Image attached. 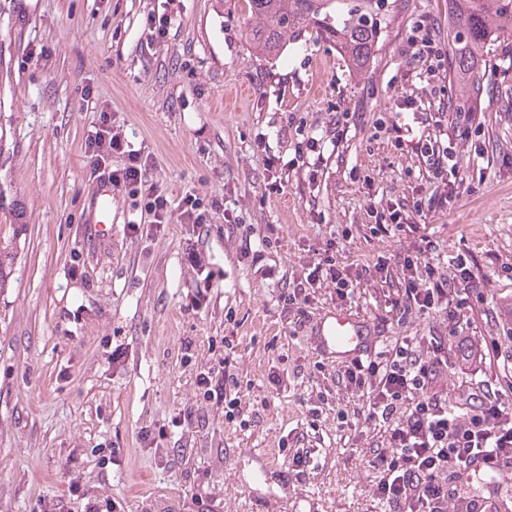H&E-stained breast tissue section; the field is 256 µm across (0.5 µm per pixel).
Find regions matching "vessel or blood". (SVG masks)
I'll return each mask as SVG.
<instances>
[{"label": "vessel or blood", "mask_w": 512, "mask_h": 512, "mask_svg": "<svg viewBox=\"0 0 512 512\" xmlns=\"http://www.w3.org/2000/svg\"><path fill=\"white\" fill-rule=\"evenodd\" d=\"M314 342L320 356L348 363L372 355L378 339L364 318L336 310L326 313L317 323Z\"/></svg>", "instance_id": "b4317fda"}]
</instances>
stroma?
Segmentation results:
<instances>
[{"label": "stroma", "mask_w": 512, "mask_h": 512, "mask_svg": "<svg viewBox=\"0 0 512 512\" xmlns=\"http://www.w3.org/2000/svg\"><path fill=\"white\" fill-rule=\"evenodd\" d=\"M164 10L176 22L164 45L147 47L144 21ZM448 31V0H395L392 23L365 70L335 45L285 38L278 58L245 38L260 20L243 0H0V225L14 224L11 272L0 285V512H81L72 493L114 503L115 512H381L364 457L373 424L338 428L330 410L311 418L317 381L313 329L295 330L278 304L327 240L337 261L437 242L443 258L464 252L484 294L463 325L466 353L448 348L439 394L460 400L469 383L504 382L512 364V39L486 59L480 154L457 155L446 206L410 214L393 234L372 232L369 207L425 197V165L388 143L377 120H394L410 95L429 102L404 49L415 24ZM48 60L29 58L33 45ZM110 112L172 200L188 191L224 210L194 236L170 225L143 236L141 211L112 188V221L98 223L85 140ZM344 113L343 132L329 124ZM323 153H299L310 137ZM280 156L282 193L264 194L266 155ZM232 213L255 234L275 226L261 258L244 255L224 227ZM197 238L202 264L184 262ZM211 290L201 308L198 288ZM391 289L362 282L351 298L317 289L312 322L342 309L368 320L389 345L426 346L448 327L388 312ZM195 341L196 363L182 346ZM233 351H225V342ZM228 357L246 408L263 422L240 428L210 403L189 429L173 421L196 407L197 369ZM306 434L312 449L296 476L278 444Z\"/></svg>", "instance_id": "stroma-1"}]
</instances>
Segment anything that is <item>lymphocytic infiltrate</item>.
I'll list each match as a JSON object with an SVG mask.
<instances>
[{"label": "lymphocytic infiltrate", "mask_w": 512, "mask_h": 512, "mask_svg": "<svg viewBox=\"0 0 512 512\" xmlns=\"http://www.w3.org/2000/svg\"><path fill=\"white\" fill-rule=\"evenodd\" d=\"M406 56L418 66L420 81L437 98L438 114L454 111L459 137L468 138L476 115L449 97L447 86L439 82L446 54L434 22L423 21L414 28ZM87 147L93 181L124 185L131 196L140 198L149 218L144 233L169 224H190L203 230L221 209L218 199L207 201L193 192L172 202L153 178L151 153L133 148L123 130L113 126L108 112H101L100 125L89 136ZM414 150L426 159L435 183L431 201L446 203L453 194L448 179L452 147L424 136ZM115 154L124 158L118 169L108 164ZM335 250V241H328L321 256L283 288L279 300L293 316L295 328L308 322L306 307L315 288L324 283L332 284L341 300L369 277L391 284L395 295L390 311L399 324L416 310L461 323L470 297L480 289L466 254L453 257V276L439 274V245L429 240L412 250L377 257L357 271L337 263ZM447 369L448 341L436 332L429 337L426 351H418L404 337L376 359L351 362L330 375L333 386L350 391L357 399L356 404L337 410L340 426L362 416L385 426L383 438L366 452L369 468L380 476L377 495L383 512H443L444 503L456 494L465 477L481 471L494 479L503 471H512V406L504 402L505 388L481 380L468 387L462 402H453L433 390ZM196 382L204 401L223 403L227 420L242 417L250 426L259 422V410L244 411L240 382L227 361L200 371ZM442 471L447 472V480H439Z\"/></svg>", "instance_id": "1"}]
</instances>
